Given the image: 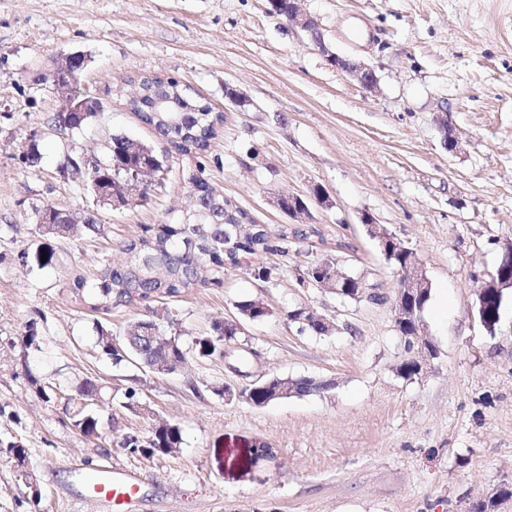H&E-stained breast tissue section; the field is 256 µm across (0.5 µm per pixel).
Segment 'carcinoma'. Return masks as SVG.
Returning <instances> with one entry per match:
<instances>
[{
  "label": "carcinoma",
  "instance_id": "obj_1",
  "mask_svg": "<svg viewBox=\"0 0 512 512\" xmlns=\"http://www.w3.org/2000/svg\"><path fill=\"white\" fill-rule=\"evenodd\" d=\"M141 84L142 97L133 107L135 114L154 131H165L166 141L175 154L196 159L195 171L189 174L186 183L192 191L205 189L207 193L189 222L144 228L141 235L124 246L123 261L103 266L92 279L79 276L73 281L75 293L82 296L88 309L96 312L108 311L114 304L177 298L199 283L220 286L226 268L264 253L286 254L290 245L302 243L317 233L316 229L303 224H281L276 228L256 224L243 209L209 186L203 177L202 158L216 136L221 115L209 111L182 112L166 102L165 85H180L176 78L156 76L142 80ZM93 117L91 112H74L63 125L53 114L47 123L58 133L65 134L82 129ZM109 146L105 167L98 170V176L101 180L112 179V205L124 207L130 204L125 179L138 169L160 176L165 162L151 147L124 134L112 135ZM71 229L70 224L38 225L35 234L42 242L33 253H24V259H32L40 268L52 265L54 249L48 240L63 237ZM43 253L47 256L44 261L41 260ZM238 309L244 319L253 322L270 315L267 307L257 306L253 299L239 302ZM157 330V324L151 319L130 322L121 341L125 357L116 362L125 360L152 366L146 337ZM237 335L233 323L216 321L209 335L195 340L194 350L201 357H222L224 342L235 341ZM75 425L90 436L99 433L100 418L94 413H83L75 420ZM182 443L180 428L170 424L156 427L148 441H140L135 436L125 439L126 447L143 454L161 453L165 448H178Z\"/></svg>",
  "mask_w": 512,
  "mask_h": 512
}]
</instances>
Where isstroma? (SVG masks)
Masks as SVG:
<instances>
[{
  "label": "stroma",
  "instance_id": "obj_1",
  "mask_svg": "<svg viewBox=\"0 0 512 512\" xmlns=\"http://www.w3.org/2000/svg\"><path fill=\"white\" fill-rule=\"evenodd\" d=\"M323 47L268 0H0V441L19 443L25 464L0 451V512H103L82 495V472L102 465L136 473L129 512H467L512 483V298L495 333L476 314L478 291L512 243V0H303ZM89 64L78 86L104 110L60 134L47 118L62 104L34 85L62 56ZM363 60L375 90L338 72L328 54ZM175 77L222 122L206 179L258 224L288 223L278 195L309 197L317 233L287 255L264 256L273 282L245 267L222 285L177 301L93 312L72 289L119 261L143 227L179 222L190 205L189 159L126 109L141 77ZM240 92L243 103L231 101ZM447 111L459 140L448 151L435 123ZM123 133L166 157L163 179L126 207L98 202L85 182L60 175L65 153L102 156ZM38 146L29 168L20 155ZM94 214L54 244L53 267L23 265L45 206ZM414 249L431 284L423 312L440 349L423 375L397 376L400 340L393 298L400 274L369 236L363 215ZM333 256L379 300L343 301L301 287L294 270ZM258 299L270 315L242 321ZM305 309L335 323L333 336L303 331ZM157 318L190 352L177 372L114 363L99 328L122 335ZM238 321L236 347L251 352V378L312 377L328 389L256 407L220 396L243 379L224 359L193 353L213 321ZM36 323L41 342H21ZM102 386L99 437L74 422L83 381ZM134 395L135 409L125 408ZM179 426L176 452L124 448L129 435ZM264 442L270 459H254Z\"/></svg>",
  "mask_w": 512,
  "mask_h": 512
}]
</instances>
